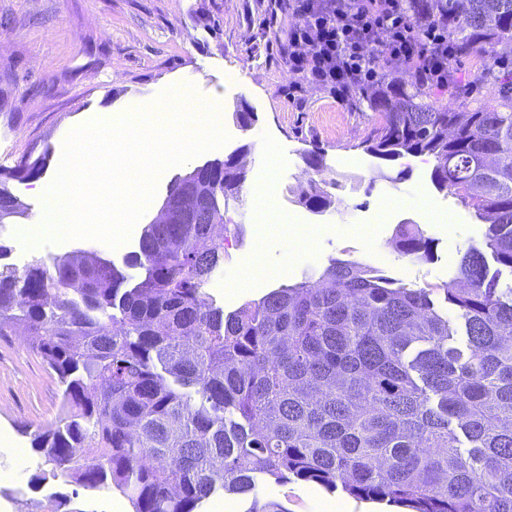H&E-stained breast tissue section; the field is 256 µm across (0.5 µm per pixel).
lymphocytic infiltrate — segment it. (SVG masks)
I'll list each match as a JSON object with an SVG mask.
<instances>
[{"instance_id":"lymphocytic-infiltrate-1","label":"lymphocytic infiltrate","mask_w":512,"mask_h":512,"mask_svg":"<svg viewBox=\"0 0 512 512\" xmlns=\"http://www.w3.org/2000/svg\"><path fill=\"white\" fill-rule=\"evenodd\" d=\"M288 63L339 101L370 81L380 63H404L436 88L460 89L447 36L421 30L408 0H287Z\"/></svg>"}]
</instances>
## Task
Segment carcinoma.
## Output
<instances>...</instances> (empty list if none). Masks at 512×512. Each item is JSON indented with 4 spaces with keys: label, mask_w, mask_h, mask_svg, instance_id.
Listing matches in <instances>:
<instances>
[{
    "label": "carcinoma",
    "mask_w": 512,
    "mask_h": 512,
    "mask_svg": "<svg viewBox=\"0 0 512 512\" xmlns=\"http://www.w3.org/2000/svg\"><path fill=\"white\" fill-rule=\"evenodd\" d=\"M425 25L483 50L512 42V0H417ZM488 54L480 80L511 65ZM362 102L378 124L357 148L382 162L433 160L430 180L487 223L483 247L452 278L411 288L379 267L332 257L257 301L224 313L206 287L224 267L226 217L247 171L235 156L176 178L197 214L175 209L147 225L126 265L96 250L23 270L0 243V336L21 331L54 375L61 414L25 430L51 468L117 489L133 512H201L217 494L252 495L247 512H288L257 496L260 479L294 477L411 512H512V91L462 112L407 73L371 82ZM42 154L0 173V224L17 214L10 178L36 179ZM336 195L310 184L298 203L316 214ZM394 248L433 258L418 225ZM71 499L53 492L42 512Z\"/></svg>",
    "instance_id": "cac0c4a2"
}]
</instances>
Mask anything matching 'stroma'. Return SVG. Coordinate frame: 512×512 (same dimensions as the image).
Segmentation results:
<instances>
[{"mask_svg":"<svg viewBox=\"0 0 512 512\" xmlns=\"http://www.w3.org/2000/svg\"><path fill=\"white\" fill-rule=\"evenodd\" d=\"M270 19L269 0H0V171L43 152L57 162L68 134L100 113L146 107L190 86L198 102L221 109L229 139L166 169L128 240L105 248L112 262L123 265L137 250L171 180L240 153L248 180L230 217L242 232L225 241L224 269L207 286L225 311L278 287V270L293 281L332 257L371 262L410 287L448 280L460 255L482 245L484 223L433 186L431 163L380 162L364 154L358 144L376 113L338 103L328 88L292 73L281 52L285 31ZM291 83L298 87L294 103L282 93ZM241 110L254 113L251 128L236 121ZM312 149L324 155L317 173L302 158ZM341 174L354 181L340 192L339 211L320 215L298 204L308 179L329 183ZM32 186L9 183L25 211L0 226L9 263L21 269L36 257L49 263L95 248L88 239L26 247L21 231L43 210ZM440 211L451 215L450 223L431 221ZM405 221L434 238V261L417 263L394 250L396 226ZM60 405L55 380L25 338H0V487L12 491L0 496V512H40L45 493L55 491L71 496L72 512H132L120 492H78L62 478L31 489L44 458L24 430L54 427ZM257 493L288 512H388L386 503L294 479L261 482Z\"/></svg>","mask_w":512,"mask_h":512,"instance_id":"35a3bbf8","label":"stroma"}]
</instances>
